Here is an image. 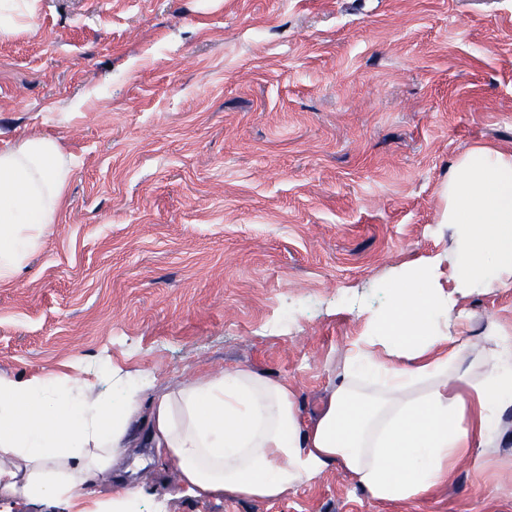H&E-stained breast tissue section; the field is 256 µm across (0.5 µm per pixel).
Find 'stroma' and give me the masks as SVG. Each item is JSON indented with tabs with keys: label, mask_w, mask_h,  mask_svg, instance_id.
I'll list each match as a JSON object with an SVG mask.
<instances>
[{
	"label": "stroma",
	"mask_w": 512,
	"mask_h": 512,
	"mask_svg": "<svg viewBox=\"0 0 512 512\" xmlns=\"http://www.w3.org/2000/svg\"><path fill=\"white\" fill-rule=\"evenodd\" d=\"M55 139L66 207L0 286V374L78 357L247 366L315 415L386 283L450 250L448 165L512 144V0H37L0 38V146ZM480 353L512 288L459 301ZM432 496L371 499L340 466L279 499L167 512H512V412ZM134 456L137 512L178 468Z\"/></svg>",
	"instance_id": "stroma-1"
}]
</instances>
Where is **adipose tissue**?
<instances>
[{"label":"adipose tissue","mask_w":512,"mask_h":512,"mask_svg":"<svg viewBox=\"0 0 512 512\" xmlns=\"http://www.w3.org/2000/svg\"><path fill=\"white\" fill-rule=\"evenodd\" d=\"M71 160L50 138L0 148V285L43 245ZM455 246L403 270L314 416L284 377L228 366L161 390L154 377L79 359L75 374L0 375V497L66 512H134L130 449L175 462L178 492L278 499L342 466L372 499L430 495L512 409V329L471 355L461 294L512 288V145L477 143L441 188ZM112 475V496L98 497Z\"/></svg>","instance_id":"1"}]
</instances>
